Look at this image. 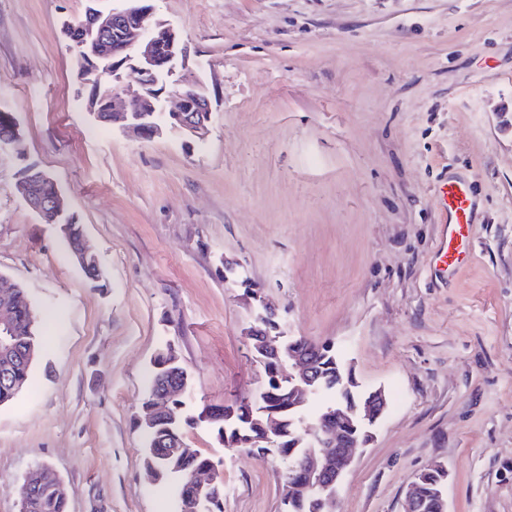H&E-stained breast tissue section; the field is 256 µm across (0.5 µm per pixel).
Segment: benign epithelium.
<instances>
[{"instance_id":"obj_1","label":"benign epithelium","mask_w":512,"mask_h":512,"mask_svg":"<svg viewBox=\"0 0 512 512\" xmlns=\"http://www.w3.org/2000/svg\"><path fill=\"white\" fill-rule=\"evenodd\" d=\"M120 2V6L107 12H89L85 20L65 30L71 47L77 53L78 66L85 70L89 65H94L92 74L95 75L96 90L108 101V108L101 115L102 121L119 118L126 123L130 132L138 136H157L148 129V116L157 111L160 95H146L144 84L137 76V73L145 74L147 68L152 67L160 73L162 85L170 77H175L169 88L162 89V92L174 101L171 111L177 113L180 120L177 131L199 140L204 139L208 134V124L197 121V113L212 112L210 99L195 76L190 73L176 75L178 63L186 60V46L171 25L151 20V11L144 0ZM111 33L114 34L112 39L109 38ZM44 180L50 181L52 177L41 169L23 172L17 189L40 218L55 219L64 212V200L59 192L53 195L40 192L37 186ZM251 299L260 302L262 310L256 315L255 325L245 329L244 335L279 359L281 374L291 386L288 401L294 404L307 402L314 384L311 360L289 351L288 345L283 343L282 333L264 337L258 332L256 324L277 318V312L259 293H252ZM266 395L264 391L259 402L249 403V412L268 415L263 425V439L268 441L270 436L280 434L281 421L266 408ZM374 395L376 402L359 411L337 408L335 418L349 422H375L378 417L376 410L386 408L387 398L381 388ZM305 434L309 437L308 447L320 445L323 451L304 456L297 467L301 484L297 485L290 479L285 491L292 492L302 487L320 506H334L337 486L353 464V448L336 447L335 436L325 421L308 427ZM46 472L52 474L54 470L43 465L25 478L19 490V512H27L26 492L41 483V476Z\"/></svg>"}]
</instances>
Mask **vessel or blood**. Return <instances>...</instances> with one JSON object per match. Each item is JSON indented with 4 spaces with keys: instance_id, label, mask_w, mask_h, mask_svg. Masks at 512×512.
Wrapping results in <instances>:
<instances>
[{
    "instance_id": "b4317fda",
    "label": "vessel or blood",
    "mask_w": 512,
    "mask_h": 512,
    "mask_svg": "<svg viewBox=\"0 0 512 512\" xmlns=\"http://www.w3.org/2000/svg\"><path fill=\"white\" fill-rule=\"evenodd\" d=\"M440 213L439 241L432 257L436 270L456 274L470 260L474 203L468 183L446 179L436 189Z\"/></svg>"
}]
</instances>
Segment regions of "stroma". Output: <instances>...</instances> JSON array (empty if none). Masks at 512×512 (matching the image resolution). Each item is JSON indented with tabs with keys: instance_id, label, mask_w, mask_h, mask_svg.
Segmentation results:
<instances>
[{
	"instance_id": "35a3bbf8",
	"label": "stroma",
	"mask_w": 512,
	"mask_h": 512,
	"mask_svg": "<svg viewBox=\"0 0 512 512\" xmlns=\"http://www.w3.org/2000/svg\"><path fill=\"white\" fill-rule=\"evenodd\" d=\"M117 0H0V276L53 313L31 383L0 406V512L36 467L69 512H176L140 427L151 361L172 345L185 408L258 399L246 286L288 336L333 343L388 408L335 512H403L448 471V512H512V0H152L213 114L205 140H144L95 119L62 25ZM55 180L105 275L89 287L56 225L16 194ZM466 181L472 261L432 266L435 189ZM238 273L225 277L224 263ZM219 465L224 512H282L283 460L185 435Z\"/></svg>"
}]
</instances>
